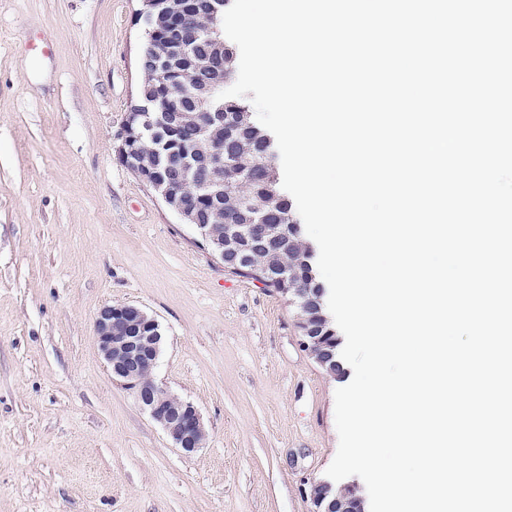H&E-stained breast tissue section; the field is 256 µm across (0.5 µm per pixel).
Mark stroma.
<instances>
[{"instance_id":"obj_1","label":"stroma","mask_w":512,"mask_h":512,"mask_svg":"<svg viewBox=\"0 0 512 512\" xmlns=\"http://www.w3.org/2000/svg\"><path fill=\"white\" fill-rule=\"evenodd\" d=\"M139 0H0V512H310L335 391L274 289L227 272L118 156ZM135 304L156 379L207 430L175 448L94 336Z\"/></svg>"}]
</instances>
